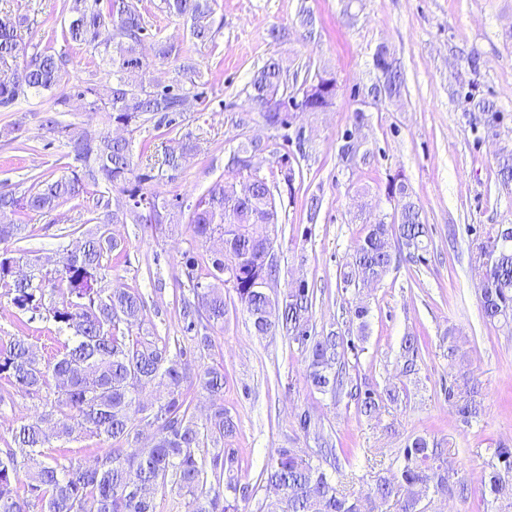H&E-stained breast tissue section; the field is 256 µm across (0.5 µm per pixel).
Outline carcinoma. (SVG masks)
<instances>
[{
	"label": "carcinoma",
	"mask_w": 512,
	"mask_h": 512,
	"mask_svg": "<svg viewBox=\"0 0 512 512\" xmlns=\"http://www.w3.org/2000/svg\"><path fill=\"white\" fill-rule=\"evenodd\" d=\"M64 8L72 16L65 40L95 51L101 48L108 57L107 76L112 86L106 95L91 83L77 86V96L87 100L90 110L103 112L106 122L135 132L147 115L155 127L169 128L186 112L185 101L200 97L196 93L200 68L184 60L181 46L157 41L153 61L139 52L146 26L138 0H69ZM161 9L184 19L195 43L211 40L210 0H161ZM20 28L21 21L12 15L0 16V112L11 111L31 93L60 85L68 73L66 55L25 40ZM106 29L111 31L112 41L104 43L100 35ZM157 62L176 64L170 82L152 75ZM372 63L376 80L370 90L383 99L398 98L403 75L397 60L391 59L384 67L375 58ZM285 89L281 67L274 60L253 75L248 97L262 106L260 114L269 127L288 125L287 113L265 106L267 99L282 96ZM313 89L305 105L326 108L336 98V79L324 76ZM68 101V95H59L42 126L67 140L76 165L55 180L35 179L19 196L1 192L0 211L47 214L103 184L125 196L126 209L121 213L112 210L110 198L99 195L94 204L97 232L89 234L78 250H68L54 260H25L6 250L0 252V288L12 295L13 304L21 310L37 309L46 294H58L49 313L60 329L74 335L55 361L45 365L23 336L0 348V378L29 395H45L42 413L12 431L14 443L30 449L26 461L19 463L11 453L0 455V512H86L89 501L93 512H156V494L166 492L169 486L185 498V512H240L237 493L245 495L247 488H239L234 453H208V443L216 445L237 431L234 418L224 410V367H207L191 377L182 364L186 355L182 348L171 349L165 338L133 335L145 313V302L137 290L98 287L99 275L112 261L115 248L108 225L121 215L140 224L168 221L170 209L180 203L159 201L158 195L146 192V185L165 173L174 178L197 152V139L186 135L179 150L166 153L157 167H137L127 139L77 131L59 122L53 113ZM496 176L500 186H512V150L498 157ZM386 191L400 205L399 223L390 224L383 218L366 220V233L343 271V282L360 290L380 284L402 252L413 258L426 248L428 228L409 184L394 177ZM275 215L274 187L266 178L238 167L231 170L229 180L216 183L198 200L189 228L200 243L218 238L232 246L231 288L248 312L254 332L259 336L285 333L305 355L310 388L336 397L344 389L345 354L353 342L334 330L315 333L309 289L286 292L280 298L262 288L276 280L278 271L267 231L269 218ZM26 233L25 224H0V243L19 242ZM478 251L495 255L493 264L483 267L478 286L484 318L491 324L512 327V242L502 243L496 228L478 244ZM22 260L35 271L28 279L15 275ZM210 261L209 282L203 284L191 276L194 300L184 298L180 307L184 328L195 333L198 349L211 346V338L201 332L224 328V292L215 286L217 281L227 283L224 251ZM418 352V338L404 337V375L416 373ZM461 381L462 391L451 390L448 395L459 396L457 411L462 417H473L479 407L470 386L472 379L463 374ZM156 382L165 385L167 397L149 411L140 396ZM195 386L207 391L213 401L211 414L202 422L191 412ZM348 395L357 411L366 416L375 414L384 401L397 399L391 389L379 394L358 385L351 387ZM143 424L156 430L155 441L148 448L138 445ZM299 426L320 442L317 463L299 457L291 448L277 449L261 479L278 494L259 501L257 512H375L378 502L392 503L393 512H428L429 504L422 503L416 487L446 498L463 485L443 451L416 435L407 441L396 467L377 475L369 492L347 495L336 486L340 469L331 436L319 429L307 411ZM77 428L106 444L94 465L43 460L42 448L70 437ZM494 457L497 464L482 477L481 493L492 497L499 512H512V448H497ZM22 469L27 475L24 496L17 487ZM220 486L224 487L222 493Z\"/></svg>",
	"instance_id": "carcinoma-1"
}]
</instances>
